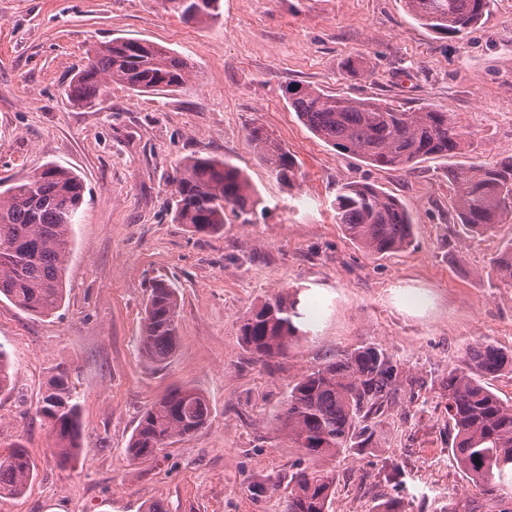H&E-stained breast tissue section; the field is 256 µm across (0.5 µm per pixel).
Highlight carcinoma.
I'll return each instance as SVG.
<instances>
[{
    "mask_svg": "<svg viewBox=\"0 0 512 512\" xmlns=\"http://www.w3.org/2000/svg\"><path fill=\"white\" fill-rule=\"evenodd\" d=\"M167 9L186 22L208 23L220 16L221 0H167ZM425 29L463 38L491 0H405ZM190 62L165 46L136 38H115L93 50L87 66L68 85L77 103L92 104L111 83L136 93L175 91L190 79ZM288 105L314 135L342 155L370 165L408 171L422 160L453 157L472 143L447 111L427 106L407 112L393 106L332 95L309 86L286 88ZM262 163L289 184L296 178L292 155L264 128L249 130ZM453 219L481 234L512 221V157L494 164L449 170ZM173 220L193 232L224 228L226 209L248 221L259 204L242 171L216 157H189L173 169ZM84 201V183L75 172L49 163L29 179L0 191V296L34 316L57 310L64 298L63 274L70 232ZM336 223L348 239L372 255L407 248L413 220L399 199L374 184L348 182L336 193ZM499 276L512 283V242L495 257ZM179 301L164 281L151 286L139 351L151 365L166 364L178 343ZM309 333L306 305L299 292L276 293L250 309L239 327L242 347L258 361L282 356ZM470 370L454 369L443 383L450 429L449 450L476 492L448 501L443 512H512V402L501 399L487 380L512 365L499 349L478 347ZM401 386L398 366L372 346L328 357L288 385L278 415L288 447L310 459L376 448L379 426ZM41 414L56 435L61 462L81 451L80 405L68 380L57 375L42 399ZM210 418L209 403L190 388H177L145 409L126 448L133 460H150L177 439L191 437ZM35 462L17 444L0 456V496L23 495ZM334 478L297 468L288 475L290 491L282 512H328Z\"/></svg>",
    "mask_w": 512,
    "mask_h": 512,
    "instance_id": "carcinoma-1",
    "label": "carcinoma"
}]
</instances>
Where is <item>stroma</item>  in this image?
Wrapping results in <instances>:
<instances>
[{"label":"stroma","instance_id":"35a3bbf8","mask_svg":"<svg viewBox=\"0 0 512 512\" xmlns=\"http://www.w3.org/2000/svg\"><path fill=\"white\" fill-rule=\"evenodd\" d=\"M159 43L193 73L175 91L109 85L99 104L64 93L90 48L115 38ZM330 94L415 111L452 113L472 152L421 161L408 172L339 154L299 122L285 90ZM260 126L293 155L281 183L247 138ZM232 159L259 197L249 223L216 235L173 221L167 181L190 155ZM512 157V0H494L466 38L419 25L404 0H222L197 25L161 0H0V184L54 163L85 185L73 225L64 301L34 316L0 297V350L15 366L0 393V452L26 448L36 476L0 512H279L295 464L332 472L329 512H435L472 491L448 451L441 385L468 369L470 349L512 354V284L494 265L512 223L487 233L448 221V171ZM347 182L396 196L413 218L411 244L376 256L346 238L334 200ZM176 288L180 340L161 367L138 353L150 285ZM300 289L314 327L287 355L254 360L242 318L267 296ZM372 344L397 364L403 388L380 447L304 458L277 416L290 383L324 358ZM66 372L81 404V453L61 463L39 408ZM187 387L208 400L205 428L157 459L124 450L155 399ZM279 483L254 497L253 484Z\"/></svg>","mask_w":512,"mask_h":512}]
</instances>
